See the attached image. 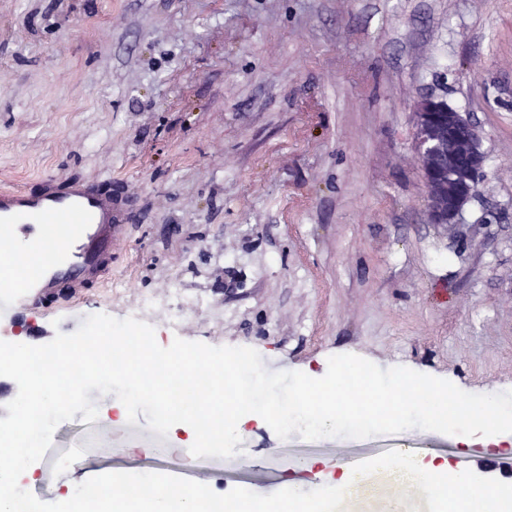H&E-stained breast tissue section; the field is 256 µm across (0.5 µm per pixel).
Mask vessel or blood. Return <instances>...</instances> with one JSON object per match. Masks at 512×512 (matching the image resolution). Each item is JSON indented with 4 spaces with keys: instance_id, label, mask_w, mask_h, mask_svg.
Here are the masks:
<instances>
[{
    "instance_id": "vessel-or-blood-1",
    "label": "vessel or blood",
    "mask_w": 512,
    "mask_h": 512,
    "mask_svg": "<svg viewBox=\"0 0 512 512\" xmlns=\"http://www.w3.org/2000/svg\"><path fill=\"white\" fill-rule=\"evenodd\" d=\"M131 214L127 191L105 190L91 179L48 178L35 190L1 188L0 255L23 254L48 233L56 245L22 281L0 278V309L24 300L71 299L108 281Z\"/></svg>"
}]
</instances>
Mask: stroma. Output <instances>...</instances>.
I'll return each instance as SVG.
<instances>
[{"label": "stroma", "mask_w": 512, "mask_h": 512, "mask_svg": "<svg viewBox=\"0 0 512 512\" xmlns=\"http://www.w3.org/2000/svg\"><path fill=\"white\" fill-rule=\"evenodd\" d=\"M476 125L485 177L455 224L430 223L415 104ZM126 183L135 219L110 285L0 311V340L38 344L105 313L174 338L255 349L319 378L359 355L494 394L512 389V0H0V188ZM151 299L142 308L143 299ZM58 425L22 489L63 501L109 472L164 473L219 494L394 448L512 483V444L421 429L280 439L239 422L240 454L186 459L188 434Z\"/></svg>", "instance_id": "stroma-1"}]
</instances>
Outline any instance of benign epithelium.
<instances>
[{
    "label": "benign epithelium",
    "instance_id": "benign-epithelium-1",
    "mask_svg": "<svg viewBox=\"0 0 512 512\" xmlns=\"http://www.w3.org/2000/svg\"><path fill=\"white\" fill-rule=\"evenodd\" d=\"M415 143L433 224H454L484 177L485 156L468 117L429 94L415 109Z\"/></svg>",
    "mask_w": 512,
    "mask_h": 512
}]
</instances>
